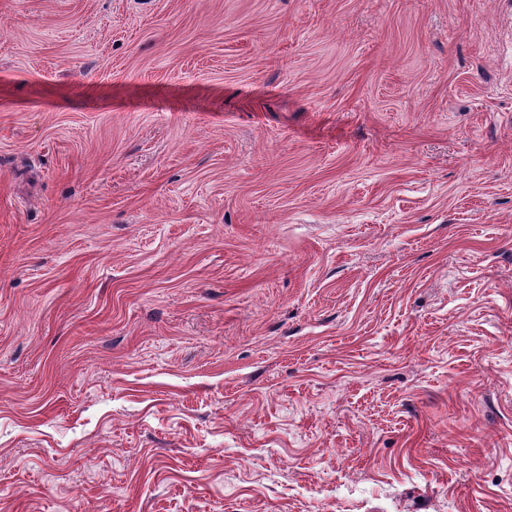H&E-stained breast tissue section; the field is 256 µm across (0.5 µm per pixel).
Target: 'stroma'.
<instances>
[{
    "label": "stroma",
    "mask_w": 512,
    "mask_h": 512,
    "mask_svg": "<svg viewBox=\"0 0 512 512\" xmlns=\"http://www.w3.org/2000/svg\"><path fill=\"white\" fill-rule=\"evenodd\" d=\"M0 512H512V0H0Z\"/></svg>",
    "instance_id": "35a3bbf8"
}]
</instances>
